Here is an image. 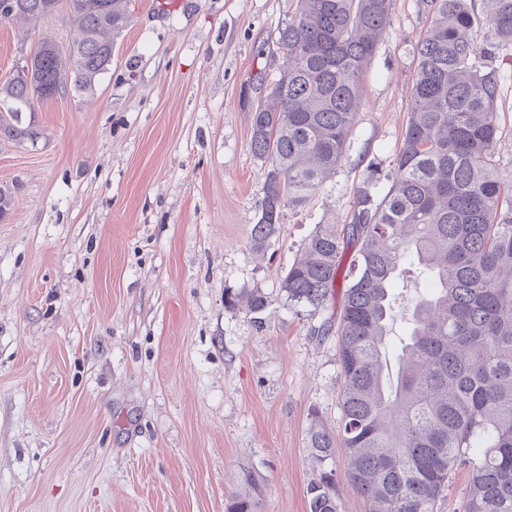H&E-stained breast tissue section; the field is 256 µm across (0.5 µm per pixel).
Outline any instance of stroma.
I'll list each match as a JSON object with an SVG mask.
<instances>
[{
	"label": "stroma",
	"mask_w": 512,
	"mask_h": 512,
	"mask_svg": "<svg viewBox=\"0 0 512 512\" xmlns=\"http://www.w3.org/2000/svg\"><path fill=\"white\" fill-rule=\"evenodd\" d=\"M291 0H132L94 95L36 106L37 143L0 142V512H225L242 469L257 512H308L321 471L311 411L336 427L339 315L289 306L278 282L319 225L348 222L355 192L401 145L427 26L419 0L361 77L362 107L335 174L263 251L251 231L264 163L243 87L282 64ZM66 9L0 21V79L39 43L67 47ZM496 149L512 171V60ZM425 275L397 282L395 358ZM259 288L261 317L224 305Z\"/></svg>",
	"instance_id": "35a3bbf8"
}]
</instances>
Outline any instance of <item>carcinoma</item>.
Masks as SVG:
<instances>
[{
    "label": "carcinoma",
    "mask_w": 512,
    "mask_h": 512,
    "mask_svg": "<svg viewBox=\"0 0 512 512\" xmlns=\"http://www.w3.org/2000/svg\"><path fill=\"white\" fill-rule=\"evenodd\" d=\"M131 0H65L76 32L68 54L49 42L0 81V139L35 143L36 101L74 88L95 91L112 65L113 35L129 24ZM60 0H0V21L54 14ZM429 26L416 46L417 71L401 147L386 174L356 191L350 221L326 224L280 279L288 305L315 313L343 285L336 323L342 379L334 431L311 412L308 446L321 464L306 489L309 512H338L340 485L328 463L345 451L346 486L369 512H435L452 475L465 469L462 512H512V193L501 161L493 64L512 47V0H420ZM392 0H293L278 28L279 77L250 76L252 154L267 163L257 249L284 212L302 206L336 173L361 106L360 80L387 33ZM484 19L494 40L480 39ZM386 180L379 195L376 185ZM428 280L415 301L396 383L385 375L390 291L404 266ZM224 304L259 315V288L224 294ZM225 512H255L261 481Z\"/></svg>",
    "instance_id": "carcinoma-1"
}]
</instances>
